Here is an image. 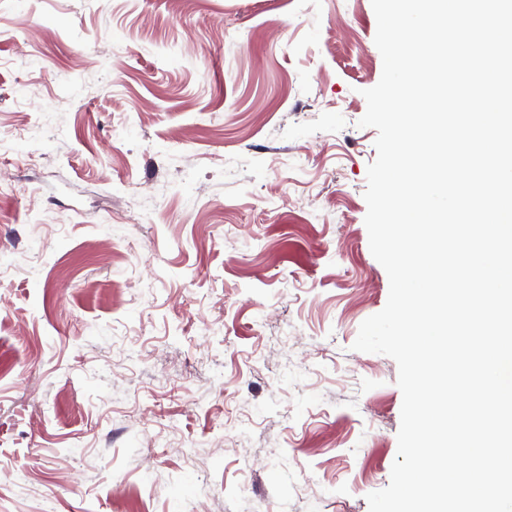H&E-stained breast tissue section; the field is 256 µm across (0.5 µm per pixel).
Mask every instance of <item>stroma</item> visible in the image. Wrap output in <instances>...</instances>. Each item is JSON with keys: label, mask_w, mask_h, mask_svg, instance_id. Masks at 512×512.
<instances>
[{"label": "stroma", "mask_w": 512, "mask_h": 512, "mask_svg": "<svg viewBox=\"0 0 512 512\" xmlns=\"http://www.w3.org/2000/svg\"><path fill=\"white\" fill-rule=\"evenodd\" d=\"M371 0H0V512H369ZM39 156L38 166L19 156Z\"/></svg>", "instance_id": "obj_1"}]
</instances>
